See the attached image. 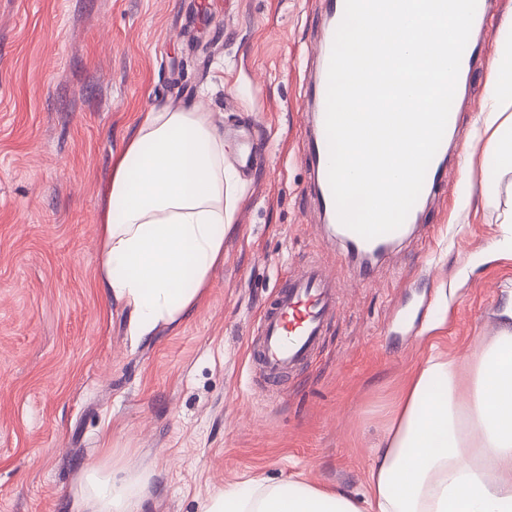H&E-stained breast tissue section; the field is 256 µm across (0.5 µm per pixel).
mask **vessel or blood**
Instances as JSON below:
<instances>
[{
	"label": "vessel or blood",
	"mask_w": 512,
	"mask_h": 512,
	"mask_svg": "<svg viewBox=\"0 0 512 512\" xmlns=\"http://www.w3.org/2000/svg\"><path fill=\"white\" fill-rule=\"evenodd\" d=\"M345 9V0H327V21L332 31L338 28ZM323 36L314 48L317 61L315 84L311 90L314 107L307 118L314 135L307 142V153L316 171L314 195L327 223L336 225V237L345 257L356 266L362 277H370L375 260L382 257L406 236L405 228L367 240L340 225L328 181L329 150L325 130L327 79L334 36ZM488 41L478 48L464 51L451 107L446 136H454L459 124L462 103L469 94V79L479 53L487 52ZM447 165L445 148H438L432 159L421 191L429 196L444 180ZM338 291L335 277L320 263L285 274L270 302L258 318L257 333L249 347L250 360L258 371L261 387H283L297 370L308 365L319 353L326 328L336 315Z\"/></svg>",
	"instance_id": "b4317fda"
}]
</instances>
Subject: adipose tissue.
<instances>
[{"label": "adipose tissue", "mask_w": 512, "mask_h": 512, "mask_svg": "<svg viewBox=\"0 0 512 512\" xmlns=\"http://www.w3.org/2000/svg\"><path fill=\"white\" fill-rule=\"evenodd\" d=\"M487 86L477 121L490 134L481 186L491 200L512 172V44L497 49ZM220 124L194 106H154L112 157L99 290L127 309L133 343L188 319L224 257L239 178ZM499 316L472 356L436 355L411 374L386 410L360 495L254 479L248 493H216L206 512H512V300ZM86 485L87 512H141L146 483L135 471L94 469Z\"/></svg>", "instance_id": "obj_1"}]
</instances>
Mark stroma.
Listing matches in <instances>:
<instances>
[{"label": "stroma", "mask_w": 512, "mask_h": 512, "mask_svg": "<svg viewBox=\"0 0 512 512\" xmlns=\"http://www.w3.org/2000/svg\"><path fill=\"white\" fill-rule=\"evenodd\" d=\"M324 17V0H0V512H84L87 473L121 467L149 477L143 512H204L251 476L360 493L407 377L493 335L512 256L486 248L512 197L481 196L475 105L450 180L372 282L328 237L302 110ZM184 101L221 113L228 157L252 159L201 304L136 344L97 287L101 187L137 113ZM309 260L339 311L314 362L261 390L260 310Z\"/></svg>", "instance_id": "35a3bbf8"}]
</instances>
